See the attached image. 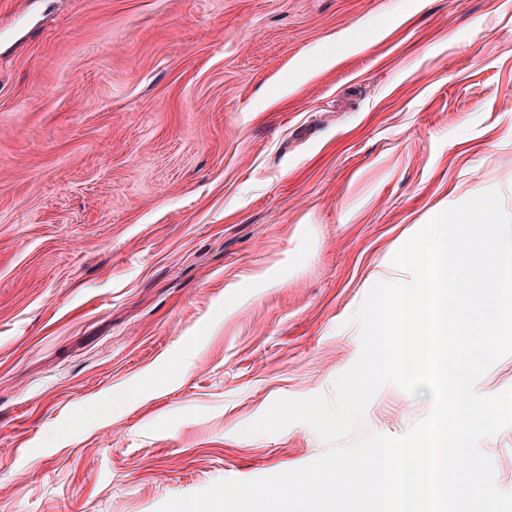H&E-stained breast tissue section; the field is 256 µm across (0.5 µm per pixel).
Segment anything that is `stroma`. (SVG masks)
Masks as SVG:
<instances>
[{
	"label": "stroma",
	"instance_id": "stroma-1",
	"mask_svg": "<svg viewBox=\"0 0 512 512\" xmlns=\"http://www.w3.org/2000/svg\"><path fill=\"white\" fill-rule=\"evenodd\" d=\"M490 189L512 213V0H0V512L311 463L245 427L332 394L394 254ZM431 407L387 385L366 428ZM481 447L512 492V427Z\"/></svg>",
	"mask_w": 512,
	"mask_h": 512
}]
</instances>
